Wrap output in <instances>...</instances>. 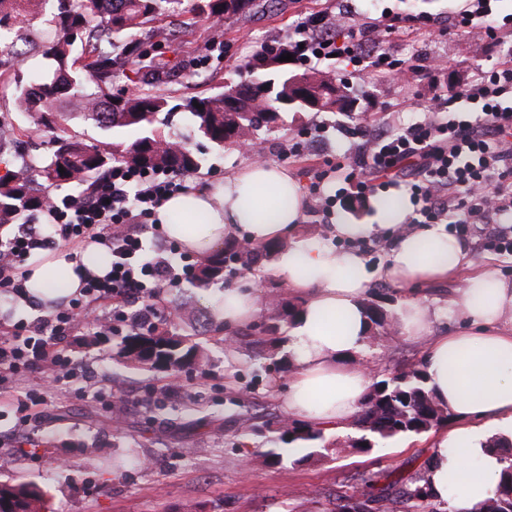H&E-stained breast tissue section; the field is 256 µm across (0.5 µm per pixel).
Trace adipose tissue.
Returning a JSON list of instances; mask_svg holds the SVG:
<instances>
[{
    "label": "adipose tissue",
    "mask_w": 512,
    "mask_h": 512,
    "mask_svg": "<svg viewBox=\"0 0 512 512\" xmlns=\"http://www.w3.org/2000/svg\"><path fill=\"white\" fill-rule=\"evenodd\" d=\"M307 202L294 177L266 163H251L216 185L191 186L168 197L157 218L168 238L203 257L231 238L265 245L287 242L270 271L298 297L292 329L298 350L285 407L295 416L343 430L353 421L371 383L356 356L365 346L364 300L370 273L362 256L302 236ZM102 244L85 242L78 259L39 253L26 267L28 298L50 310L75 296L84 279L110 270ZM471 268L462 290L468 330L431 337L428 305L412 297L396 313L399 335L425 341L428 385L454 423L434 435L425 479L435 501L452 512H472L492 497L504 467L489 450L492 438L512 442V282L477 266L464 243L442 226L401 231L380 277L417 286ZM475 477H468L471 467Z\"/></svg>",
    "instance_id": "obj_1"
}]
</instances>
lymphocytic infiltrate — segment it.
Returning <instances> with one entry per match:
<instances>
[{
  "mask_svg": "<svg viewBox=\"0 0 512 512\" xmlns=\"http://www.w3.org/2000/svg\"><path fill=\"white\" fill-rule=\"evenodd\" d=\"M497 0H470L456 12L450 31L480 30L497 41L512 40V16L498 17ZM432 18L405 26L391 17L385 28H355L328 12L301 16L288 34V51L296 61L317 68L333 58L356 71H370L400 83L434 69L431 61L406 64L382 46L413 29L429 31ZM457 101L466 111H452ZM428 119L405 127L390 125L366 131L362 150L346 165L345 178L360 198L386 186L407 185L410 200L424 223L466 225L487 211L512 208V56L479 69L474 80L426 100ZM184 177L166 170L117 167L110 179L88 197L50 201L47 211L69 245L101 241L112 251V268L104 278L85 280L79 297L35 321H18L0 332V389L44 374L42 391L30 394L32 405L46 404V392L66 388L75 376L65 347L81 326L79 317L98 302L112 305V318L132 330L153 326L156 307L147 298L172 283L176 275L163 258L145 255L142 234L155 223L156 211L183 190ZM46 239L20 226L0 250V292L23 295L18 265Z\"/></svg>",
  "mask_w": 512,
  "mask_h": 512,
  "instance_id": "obj_1",
  "label": "lymphocytic infiltrate"
}]
</instances>
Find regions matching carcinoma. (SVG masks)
I'll list each match as a JSON object with an SVG mask.
<instances>
[{
    "label": "carcinoma",
    "instance_id": "carcinoma-1",
    "mask_svg": "<svg viewBox=\"0 0 512 512\" xmlns=\"http://www.w3.org/2000/svg\"><path fill=\"white\" fill-rule=\"evenodd\" d=\"M255 9V0L241 12L224 10V0H0V94L11 93L14 108L26 121L16 122L9 111L0 113V245L9 230L29 213L45 208L47 191L63 184L79 195L93 191L115 166L143 170L164 169L196 173L204 163L200 153L175 141L156 126L157 115L184 109L198 137L217 150L225 144L257 140L258 132L274 127L281 99L294 92V80L314 82L323 89L315 109L303 102L296 112L348 111L349 87L334 75L301 70L280 61L288 49L277 44L238 68L239 79L218 86L211 94L194 95L171 103L165 86L176 77L154 49L163 43L184 42L196 24L205 19L221 24L242 18ZM41 61L44 70L23 72L24 61ZM134 73L140 86L134 91L117 84ZM199 103L198 109L193 103ZM79 115L105 133L89 141L72 131L70 117ZM35 132L48 137L42 156L14 148ZM65 172H59V168ZM283 245L252 246L229 241L192 265L188 281L207 291L224 282L241 267L259 258L269 259ZM394 292L381 288L365 302L369 321L367 339L385 332L394 313L386 306ZM281 322L265 319L254 324L262 342H276L281 323L293 324L297 307L282 304ZM120 352L132 363L179 372L204 363L201 342L176 331L165 320L154 329L124 337ZM452 414L427 385L423 363L398 369L373 381L351 423L361 442L372 448L380 440L421 434L445 425ZM279 440L297 448H310L324 440V431L300 420L277 429ZM493 497L472 512H512V453ZM377 498L390 512H407L431 503L425 477H401L377 489ZM10 512H42L44 494L28 484H0V502Z\"/></svg>",
    "mask_w": 512,
    "mask_h": 512
}]
</instances>
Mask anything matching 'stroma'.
Wrapping results in <instances>:
<instances>
[{
  "mask_svg": "<svg viewBox=\"0 0 512 512\" xmlns=\"http://www.w3.org/2000/svg\"><path fill=\"white\" fill-rule=\"evenodd\" d=\"M460 0H285L283 9L256 0L253 14L225 21L223 46L209 59L221 81L235 79L236 68L261 45L284 42L301 14L323 9L350 16L365 27L396 14L429 16L431 31L386 41V49L407 62L434 58L430 75L410 85L384 81L371 73L356 74L327 60L323 72L344 78L359 107L355 118L341 112H284L277 127L260 131L262 156L297 179L308 201L300 232L336 250L361 253L367 266L386 263L392 237L348 240L333 227L347 219L356 224L379 221L378 204L405 188L377 191L364 199L344 194L341 174L331 173L319 190H311L314 174L327 161L340 162L360 148L356 124H410L424 120L410 109L438 92L470 81L478 68L512 54V44L486 39L483 33L449 32L448 18ZM320 138L310 148L300 143L309 131ZM204 165L190 174L198 184L223 182L225 175L252 162L240 146L203 148ZM512 237V209L491 214L471 225L462 238L470 253L500 278L512 281V256L496 252L485 233ZM229 286L250 288L259 296L260 312L278 317L279 302L289 292L266 275L264 266L237 274ZM462 279L419 289L431 309L434 334L457 332L462 326ZM225 287L202 292L186 279L162 288L155 303L160 319L181 306V326L209 320L222 325L219 302ZM106 304L92 306L67 347L75 362L76 385L54 394L42 406L37 422L19 428L17 408L38 379L17 384L0 408V483L32 482L47 495V512H314V501L368 492L385 474L403 478L421 474L429 454V436H402L368 450L352 447L345 432L325 430L321 448H296L282 443L273 419L287 418L283 397L293 371L289 332L257 362L252 337L237 329L224 341L209 342L208 359L199 369L163 372L137 366L119 354L124 331H108ZM425 347L399 335H382L358 354L371 378L423 359Z\"/></svg>",
  "mask_w": 512,
  "mask_h": 512,
  "instance_id": "obj_1",
  "label": "stroma"
}]
</instances>
